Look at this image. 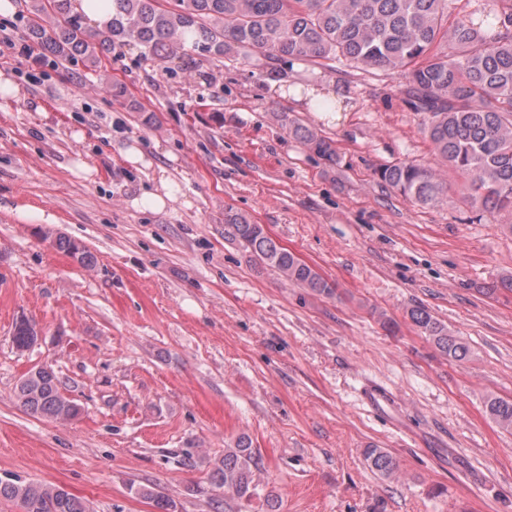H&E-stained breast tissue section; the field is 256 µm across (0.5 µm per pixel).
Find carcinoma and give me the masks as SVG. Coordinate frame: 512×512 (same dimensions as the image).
Returning a JSON list of instances; mask_svg holds the SVG:
<instances>
[{"instance_id":"carcinoma-1","label":"carcinoma","mask_w":512,"mask_h":512,"mask_svg":"<svg viewBox=\"0 0 512 512\" xmlns=\"http://www.w3.org/2000/svg\"><path fill=\"white\" fill-rule=\"evenodd\" d=\"M452 0H112V17L90 29L74 12L72 0H31L26 35L55 61L79 63L95 71L101 56L130 43L163 63L185 56H232L241 51L257 58L269 77L284 75L292 59L321 66L349 67L404 74L405 101L425 115L423 133L448 173L461 180L473 208L512 211V0H493L448 23ZM288 134L314 154L336 162L332 140L284 112ZM387 186L419 206L448 198V179L413 160L376 169ZM224 238L240 246L250 260L276 271L291 284L331 295L335 287L315 269L266 235L243 215L224 214ZM58 249L81 263L90 253L63 235ZM409 317L435 347L457 361L470 354L467 342L423 307ZM38 339L36 324L16 322L12 334L18 351ZM62 381L50 367L29 371L16 386L28 413L71 418L80 407L61 391ZM485 413L500 428L512 431V400L489 395ZM368 466L381 477L397 474L396 459L382 448H367ZM256 453L239 438L224 449L214 478L224 492L248 501L260 485ZM156 512H175L164 494L143 488ZM0 500L15 501L22 512H90L88 504L63 488L46 483L0 481Z\"/></svg>"}]
</instances>
